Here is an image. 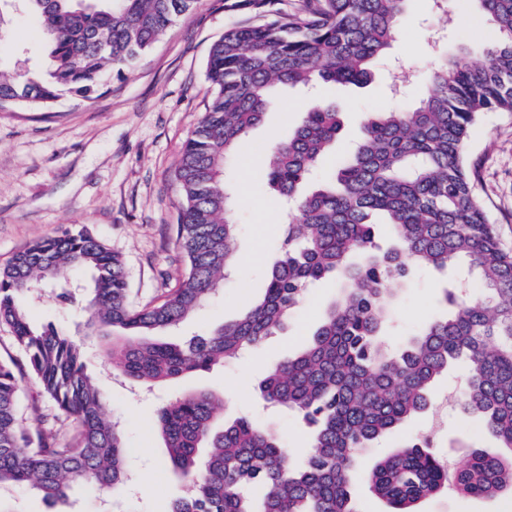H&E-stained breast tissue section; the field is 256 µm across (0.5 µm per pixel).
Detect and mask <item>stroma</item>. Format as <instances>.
Instances as JSON below:
<instances>
[{
  "instance_id": "1",
  "label": "stroma",
  "mask_w": 512,
  "mask_h": 512,
  "mask_svg": "<svg viewBox=\"0 0 512 512\" xmlns=\"http://www.w3.org/2000/svg\"><path fill=\"white\" fill-rule=\"evenodd\" d=\"M226 0H198L155 46L132 67L109 70L99 89L87 97L63 95L50 109L28 106L0 110V266L31 243L56 235L70 225H84L123 260L129 295L142 305L176 285L186 270L175 243L180 190L172 178L187 138L206 111L211 91L205 66L212 44L236 22L253 17L250 8L230 10ZM450 23L431 11V0H411L399 32L386 53L371 67L366 84L318 88L335 103L343 129L321 170L330 172L349 156L368 113L393 107H415L425 94L424 78L436 61V47L466 49L483 60L494 31L473 0H448ZM416 72L412 83L394 90L399 64ZM46 68L39 25L22 5L0 18V71L40 74ZM304 91L283 87L277 105L254 127L227 167V177L241 199L236 214L238 267L219 290L183 325L181 335L210 332L235 319L259 298L266 272L277 256L279 228L287 216L265 188L267 147L287 140L295 129ZM479 164L477 192L505 249L512 250V112L482 113L467 147ZM448 272L414 269L398 285L387 342L399 347L407 333L445 311L443 291ZM337 281L306 290L287 328L240 359L220 363L143 392L118 377L98 344L85 339L80 302L53 299L31 308V322L52 325L84 340L85 368L106 398V410L121 425L134 475L117 491L92 484L74 487L67 501L49 507L26 485L0 490V501L14 512H167L183 482L173 475L152 422L157 408L189 391L223 397L217 417L249 416L274 427L293 455L309 446L301 418L265 405L255 386L268 364L293 355L316 327ZM467 374L458 367L443 378L438 396L447 398L445 428L438 438L450 464H460L471 448H490L494 441L480 424L461 416L455 404ZM420 512H512V496L474 498L457 494L425 500Z\"/></svg>"
}]
</instances>
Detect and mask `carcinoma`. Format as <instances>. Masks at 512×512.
Masks as SVG:
<instances>
[{
	"mask_svg": "<svg viewBox=\"0 0 512 512\" xmlns=\"http://www.w3.org/2000/svg\"><path fill=\"white\" fill-rule=\"evenodd\" d=\"M46 35L47 66L37 79L0 72V109L52 108L65 92L88 96L106 69L131 65L197 0H22ZM410 0H304L292 12L241 21L209 51L212 97L173 170L181 190L176 243L186 273L158 301L133 306L119 256L84 227L67 228L0 266V323L13 329L25 365L0 360V487L26 484L49 502L70 484L128 480L119 424L84 370L86 350L48 325L29 323V306L50 291L71 302L89 289L83 326L117 374L139 387L205 371L236 358L288 325L306 287L340 281L309 341L259 382L261 397L311 427L312 449L292 461L281 436L249 418L215 421L219 400L182 394L157 410L154 432L186 484L168 512H361L357 482L390 512L453 489L476 498L512 493V252L504 250L476 192L466 159L483 112H512V0H474L494 30L486 61L442 54L412 111L372 112L352 155L310 194L319 162L342 126L335 106L310 99L285 143L268 147L266 184L293 201L264 295L239 319L184 342L158 339L183 322L236 267L237 192L225 177L239 141L276 105L281 86L360 85L391 45ZM388 224L392 245L375 240L371 218ZM463 268L470 283L445 292L447 315L426 323L397 351L379 342L393 284L414 267ZM91 272L90 286L61 279ZM469 364L462 413L477 416L497 448H473L459 466L417 438L367 469L360 451L406 420L432 412L435 384L455 362ZM28 371L53 401L55 426L35 431L20 409L16 373Z\"/></svg>",
	"mask_w": 512,
	"mask_h": 512,
	"instance_id": "cac0c4a2",
	"label": "carcinoma"
}]
</instances>
